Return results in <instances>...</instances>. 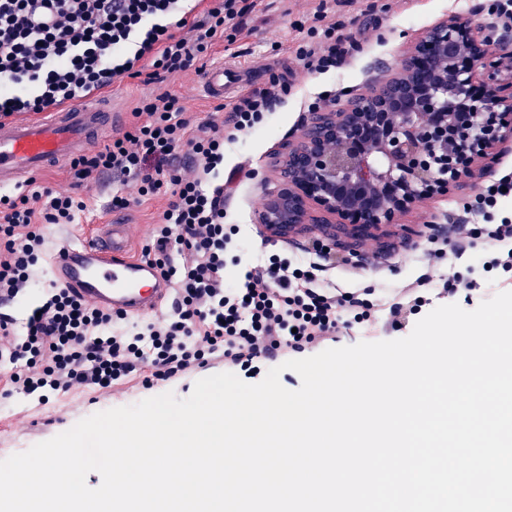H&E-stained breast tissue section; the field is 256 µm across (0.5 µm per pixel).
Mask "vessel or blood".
<instances>
[{"label": "vessel or blood", "instance_id": "b4317fda", "mask_svg": "<svg viewBox=\"0 0 512 512\" xmlns=\"http://www.w3.org/2000/svg\"><path fill=\"white\" fill-rule=\"evenodd\" d=\"M240 83L238 69L219 65L206 70L202 87L216 98ZM111 103L103 96L0 124V187L21 186L30 177L85 154L115 127ZM129 239V225H97L91 237L61 249L52 263L53 280L115 314L139 317L155 312L170 285L151 261L129 258Z\"/></svg>", "mask_w": 512, "mask_h": 512}]
</instances>
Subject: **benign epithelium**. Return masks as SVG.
<instances>
[{
	"instance_id": "1",
	"label": "benign epithelium",
	"mask_w": 512,
	"mask_h": 512,
	"mask_svg": "<svg viewBox=\"0 0 512 512\" xmlns=\"http://www.w3.org/2000/svg\"><path fill=\"white\" fill-rule=\"evenodd\" d=\"M488 44L451 16L416 40L395 78L338 111L312 112L257 222L394 224L420 198L446 193L512 137V96L497 94L500 65L480 73Z\"/></svg>"
}]
</instances>
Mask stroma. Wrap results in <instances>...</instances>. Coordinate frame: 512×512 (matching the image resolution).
I'll return each mask as SVG.
<instances>
[{"label": "stroma", "instance_id": "obj_1", "mask_svg": "<svg viewBox=\"0 0 512 512\" xmlns=\"http://www.w3.org/2000/svg\"><path fill=\"white\" fill-rule=\"evenodd\" d=\"M319 5L320 0H255L242 25L227 30L208 50L209 65L231 63L247 70L245 89L268 86L274 73L285 75L292 84L287 102L276 105L252 130L237 135L224 147V170L219 174L229 192L224 221L238 229L224 272V285L228 288L239 285L247 270L273 254L285 252L294 260L310 261L313 242L323 236L320 225L304 224L291 240H272L256 222L267 191L276 184L277 162L284 146L297 140L310 102H318L324 110H338L351 98L369 93L373 86L399 71L404 56L422 32L449 16L467 17L480 34L490 32L484 0H331L326 23L341 24L343 34L356 39L361 51L340 69L311 73L299 64L294 51L302 30L314 25ZM202 80L201 73L190 69L173 73L161 83H146L139 78L114 83L110 93L125 112L123 130H131L135 124L137 107L168 91L180 97L190 135L209 133L211 123L223 122L237 96H205L200 92ZM509 171L512 172L511 140L490 157L478 160L459 187L417 202L397 223L373 228L356 248H349L347 239H340L332 248L335 264L320 273V280L348 291L372 289L382 295L395 293L427 272L443 278L457 271L477 284L476 291L462 288L453 298L454 303L468 311L497 292L511 289V276L484 271L483 245L461 254L447 252L431 268L423 256L429 227L444 229L459 223L465 206ZM77 189L87 208L74 223L52 224L45 229L43 254L33 270L31 286L8 309L18 325H25L31 309L41 302L49 282L50 260L64 244L88 237L95 225L118 218L132 226L130 256L142 258L153 228L160 223L170 202L169 195L161 192L138 196L134 181L125 182L110 174L85 181ZM116 192L131 197L132 205L124 210H110L108 204ZM223 370L224 361L217 358L206 367L150 386L144 385L142 375L137 374L112 389L77 388L42 399L35 393L8 390L12 369L0 365V460L65 432L92 414L133 405L165 392L188 397L197 380Z\"/></svg>", "mask_w": 512, "mask_h": 512}]
</instances>
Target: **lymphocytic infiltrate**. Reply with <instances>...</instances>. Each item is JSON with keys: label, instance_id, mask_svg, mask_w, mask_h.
<instances>
[{"label": "lymphocytic infiltrate", "instance_id": "lymphocytic-infiltrate-1", "mask_svg": "<svg viewBox=\"0 0 512 512\" xmlns=\"http://www.w3.org/2000/svg\"><path fill=\"white\" fill-rule=\"evenodd\" d=\"M184 0H0V120L39 114L101 93L125 78L162 80L200 62L227 25L250 10L248 0H211L193 16ZM360 48L335 26L309 28L295 50L303 67L323 73L342 67ZM287 78L272 76L265 88L241 95L224 126L190 137L178 97L158 95L136 108L131 131L99 150L75 158L77 179L113 173L139 182L140 195L171 185L172 199L144 256L176 288L166 319L137 331L114 334L111 312L84 301L71 289L50 284L25 333L0 315V361L13 365L10 383L26 392L108 389L132 373L150 369L168 380L223 354L228 368L251 369L336 340L357 324L372 329L377 311L401 330L409 314L430 301L432 276L416 279L387 300L320 286L313 266L271 256L265 268L246 272L235 288L224 285V255L235 228L224 223V191L209 189L224 162V144L252 128L287 97ZM190 142L197 166L185 177L172 165L174 152ZM512 177L487 186L473 207L480 226L456 224L458 240L483 241L493 250L487 268L512 272V219L494 222ZM86 204L75 192H60L29 179L25 189L0 196V303L26 290L44 245L47 224L74 223Z\"/></svg>", "mask_w": 512, "mask_h": 512}]
</instances>
